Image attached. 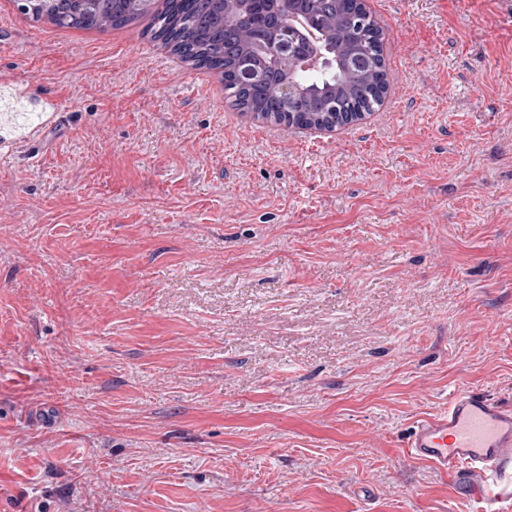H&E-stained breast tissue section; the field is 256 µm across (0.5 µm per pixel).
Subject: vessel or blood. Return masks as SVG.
Instances as JSON below:
<instances>
[{
	"mask_svg": "<svg viewBox=\"0 0 512 512\" xmlns=\"http://www.w3.org/2000/svg\"><path fill=\"white\" fill-rule=\"evenodd\" d=\"M42 122L29 112L0 114V125L26 133ZM405 454L474 490L477 512H512V406L471 390L453 391L443 411L417 420Z\"/></svg>",
	"mask_w": 512,
	"mask_h": 512,
	"instance_id": "1",
	"label": "vessel or blood"
}]
</instances>
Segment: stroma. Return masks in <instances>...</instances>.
Masks as SVG:
<instances>
[{"mask_svg":"<svg viewBox=\"0 0 512 512\" xmlns=\"http://www.w3.org/2000/svg\"><path fill=\"white\" fill-rule=\"evenodd\" d=\"M379 122L297 140L143 25L0 11V512H472L405 457L512 402V0H380ZM44 114L39 116L29 112H11L0 114V125L12 126V132L23 131L25 135L31 133L43 123Z\"/></svg>","mask_w":512,"mask_h":512,"instance_id":"1","label":"stroma"}]
</instances>
